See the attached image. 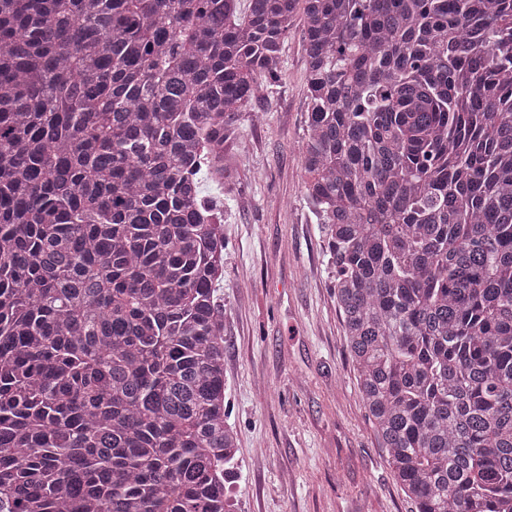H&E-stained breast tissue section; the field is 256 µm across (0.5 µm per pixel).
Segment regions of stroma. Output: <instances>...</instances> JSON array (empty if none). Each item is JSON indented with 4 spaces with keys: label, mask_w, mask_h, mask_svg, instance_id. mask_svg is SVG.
<instances>
[{
    "label": "stroma",
    "mask_w": 512,
    "mask_h": 512,
    "mask_svg": "<svg viewBox=\"0 0 512 512\" xmlns=\"http://www.w3.org/2000/svg\"><path fill=\"white\" fill-rule=\"evenodd\" d=\"M303 28L224 153V420L237 512H409L360 401L328 238L307 200Z\"/></svg>",
    "instance_id": "obj_1"
}]
</instances>
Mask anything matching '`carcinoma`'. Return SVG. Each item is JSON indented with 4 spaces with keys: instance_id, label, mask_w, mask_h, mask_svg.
<instances>
[{
    "instance_id": "obj_1",
    "label": "carcinoma",
    "mask_w": 512,
    "mask_h": 512,
    "mask_svg": "<svg viewBox=\"0 0 512 512\" xmlns=\"http://www.w3.org/2000/svg\"><path fill=\"white\" fill-rule=\"evenodd\" d=\"M0 0V512H229L199 174L302 14L306 196L411 512H512V0Z\"/></svg>"
}]
</instances>
